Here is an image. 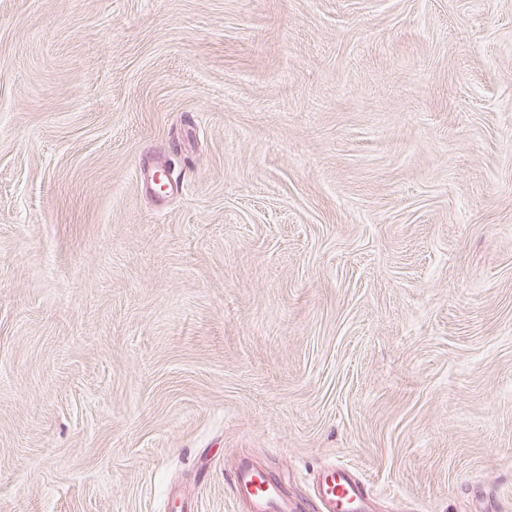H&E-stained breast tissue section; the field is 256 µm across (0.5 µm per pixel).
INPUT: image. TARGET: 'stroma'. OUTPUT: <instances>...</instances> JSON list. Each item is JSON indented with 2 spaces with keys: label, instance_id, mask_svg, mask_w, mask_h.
Listing matches in <instances>:
<instances>
[{
  "label": "stroma",
  "instance_id": "1",
  "mask_svg": "<svg viewBox=\"0 0 512 512\" xmlns=\"http://www.w3.org/2000/svg\"><path fill=\"white\" fill-rule=\"evenodd\" d=\"M242 457L512 512V0H0V512Z\"/></svg>",
  "mask_w": 512,
  "mask_h": 512
}]
</instances>
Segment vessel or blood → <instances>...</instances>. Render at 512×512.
Listing matches in <instances>:
<instances>
[{
	"mask_svg": "<svg viewBox=\"0 0 512 512\" xmlns=\"http://www.w3.org/2000/svg\"><path fill=\"white\" fill-rule=\"evenodd\" d=\"M233 495L245 512H302L281 482L267 470L243 458L231 470ZM316 512H363L368 493L363 482L342 465L323 471L315 481Z\"/></svg>",
	"mask_w": 512,
	"mask_h": 512,
	"instance_id": "1",
	"label": "vessel or blood"
}]
</instances>
